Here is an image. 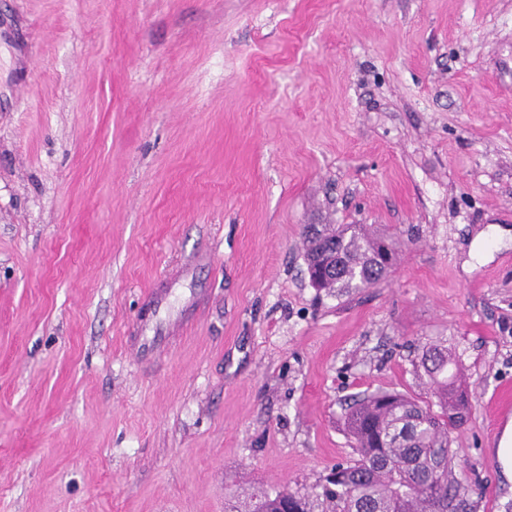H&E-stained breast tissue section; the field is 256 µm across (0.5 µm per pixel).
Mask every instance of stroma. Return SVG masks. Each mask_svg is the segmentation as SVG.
Here are the masks:
<instances>
[{
    "mask_svg": "<svg viewBox=\"0 0 512 512\" xmlns=\"http://www.w3.org/2000/svg\"><path fill=\"white\" fill-rule=\"evenodd\" d=\"M397 261L308 284L305 227ZM205 305L152 362L145 293ZM460 357L465 512H512V0H0V512L314 494L350 396ZM318 234L321 236L308 234L306 261L308 263L320 250L336 252V279L326 287L329 291H334L335 288L341 292L353 288H368L385 277L393 265L396 252L392 243L384 237L369 235L360 225L341 224L335 227V224H324ZM322 239L332 246L325 247ZM380 243L386 245L382 247L383 253L386 247L389 249L392 259L390 265L382 260Z\"/></svg>",
    "mask_w": 512,
    "mask_h": 512,
    "instance_id": "stroma-1",
    "label": "stroma"
}]
</instances>
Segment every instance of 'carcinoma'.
<instances>
[{
  "mask_svg": "<svg viewBox=\"0 0 512 512\" xmlns=\"http://www.w3.org/2000/svg\"><path fill=\"white\" fill-rule=\"evenodd\" d=\"M384 237L366 233L357 224H326L308 237L306 259L319 251L336 254V279L329 290L368 288L390 271L380 244ZM420 366L431 383L432 401L393 391H377L353 400L344 424L356 457L338 463L317 494L320 512H458L452 481L455 466L450 434L464 422L467 401L458 373L462 362L448 349L431 347ZM314 512L309 496L288 486L259 489L226 512Z\"/></svg>",
  "mask_w": 512,
  "mask_h": 512,
  "instance_id": "carcinoma-1",
  "label": "carcinoma"
}]
</instances>
